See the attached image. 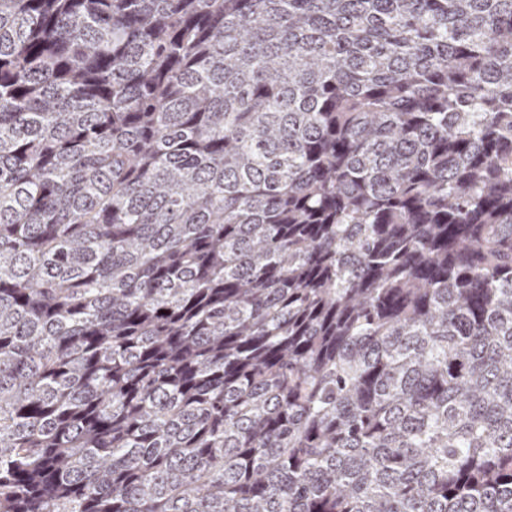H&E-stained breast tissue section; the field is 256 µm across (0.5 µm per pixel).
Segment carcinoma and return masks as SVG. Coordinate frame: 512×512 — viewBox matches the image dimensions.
<instances>
[{
	"instance_id": "obj_1",
	"label": "carcinoma",
	"mask_w": 512,
	"mask_h": 512,
	"mask_svg": "<svg viewBox=\"0 0 512 512\" xmlns=\"http://www.w3.org/2000/svg\"><path fill=\"white\" fill-rule=\"evenodd\" d=\"M0 512H512V0H0Z\"/></svg>"
}]
</instances>
